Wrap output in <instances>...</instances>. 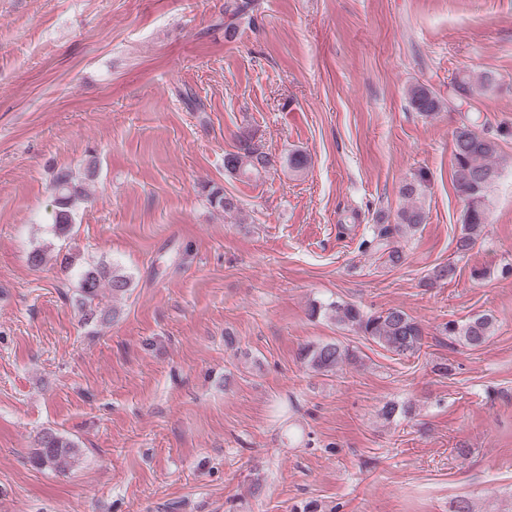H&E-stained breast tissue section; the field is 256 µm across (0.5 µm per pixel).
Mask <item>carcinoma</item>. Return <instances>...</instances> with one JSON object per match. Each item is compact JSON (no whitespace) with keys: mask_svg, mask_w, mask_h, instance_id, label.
Returning <instances> with one entry per match:
<instances>
[{"mask_svg":"<svg viewBox=\"0 0 512 512\" xmlns=\"http://www.w3.org/2000/svg\"><path fill=\"white\" fill-rule=\"evenodd\" d=\"M255 9V0H235L224 9V27L231 30L239 17ZM491 82L487 74H464L455 78L452 103L460 109L470 104L478 87ZM409 104L417 112L430 115L443 108L438 94L431 88L418 84L409 90ZM512 137V127H502L494 136L478 128L477 117L472 112L461 114L460 124L453 133V182L458 195L465 202L461 232L456 238L455 248L466 254L482 235L489 211V191L500 176L495 159L499 153V141ZM274 160L262 152L255 143V134L243 130L237 136L236 150L224 156L226 171L245 177H259L273 167ZM428 174L419 170L401 186L400 194L408 201L395 215L394 223L378 224L371 240L365 246L381 253L386 262L399 266L404 262L401 241L414 235L425 223L423 208L414 200L428 188ZM55 196V232L65 234L72 224L73 207L84 193L69 170L58 171L53 178ZM209 205L230 213L239 209L238 201L226 194L224 189L213 188L207 194ZM456 268L448 263L434 267L428 277L433 287L452 278ZM132 278L115 264L98 262L81 271L78 285V306L88 323H106L112 319V310L101 305L102 289L113 295H121L131 288ZM310 315L328 316L336 323L351 327L366 340L398 356L411 357L420 351L425 337L422 324L399 307L367 313L360 306L349 302L314 303ZM496 319L490 313L476 315L459 323L450 320L443 332L472 349L482 347L493 335ZM299 359L314 372L334 373L345 363L356 360L355 352L348 346L329 341L307 344L301 348ZM81 455L75 442L52 429L44 430L37 440L32 461L59 472L67 471Z\"/></svg>","mask_w":512,"mask_h":512,"instance_id":"obj_1","label":"carcinoma"}]
</instances>
